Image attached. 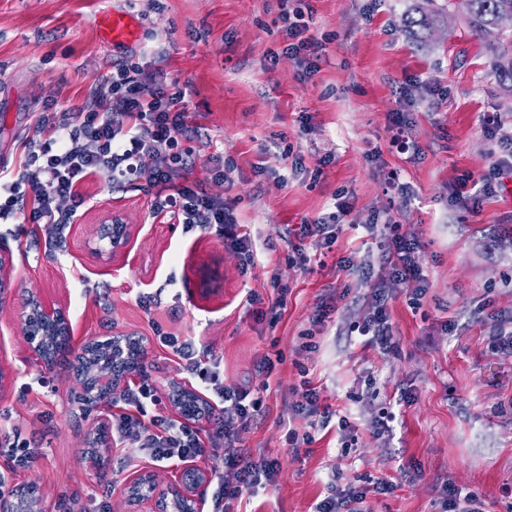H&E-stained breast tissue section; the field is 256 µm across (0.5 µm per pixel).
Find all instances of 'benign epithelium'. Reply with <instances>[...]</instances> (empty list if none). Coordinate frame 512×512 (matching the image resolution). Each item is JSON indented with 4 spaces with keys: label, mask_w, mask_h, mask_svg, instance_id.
Segmentation results:
<instances>
[{
    "label": "benign epithelium",
    "mask_w": 512,
    "mask_h": 512,
    "mask_svg": "<svg viewBox=\"0 0 512 512\" xmlns=\"http://www.w3.org/2000/svg\"><path fill=\"white\" fill-rule=\"evenodd\" d=\"M131 225L118 211L105 212L100 216V224L94 230L102 246L97 255L108 261L128 256V244L131 237ZM13 273V255L9 248L0 245V291L9 287ZM24 332L28 340L26 363L42 366L46 364L50 351L63 344L69 335L68 318L65 307L38 293L29 295L20 312ZM128 334L117 331L105 338H91L82 348L86 357L100 358L96 383H105L108 387L117 386L121 373L129 366L133 352L127 347ZM177 392L174 401L179 413L186 408L196 409L194 419L199 420L209 413L210 403L198 390L189 385L175 384ZM210 481L205 470L187 468V478L181 484L159 486L155 474L142 470L130 485H138L142 493L128 498L134 506L146 508L148 512H204L206 505V487ZM0 512H47L44 499L35 498L28 502L5 488V475L0 473Z\"/></svg>",
    "instance_id": "7a95c632"
}]
</instances>
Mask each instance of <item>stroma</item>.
<instances>
[{"mask_svg": "<svg viewBox=\"0 0 512 512\" xmlns=\"http://www.w3.org/2000/svg\"><path fill=\"white\" fill-rule=\"evenodd\" d=\"M446 0H0V170L19 172L23 141L44 106L81 104L113 62L142 61L163 49L168 79L191 88L199 131L190 142V180L214 162L230 168L226 194L239 224L254 238L258 259L241 272L235 253L211 232L149 216L154 188L121 187L91 176L89 203L124 213L132 226L129 261L96 252L98 210L84 213L49 242L40 224L0 222L12 253L13 285L0 304V364L14 376L0 395V456L16 438L30 460L11 485L37 482L49 512H128L120 488L152 466L136 450L112 444L104 466L84 450L99 422L123 412L120 393L87 416L72 403L80 391L76 355L83 342L118 328L142 337L147 355L124 386L150 384L159 414L172 418L173 380H186L156 331L199 341L220 362L224 383L263 398L257 419L235 436L236 453L276 459L280 475L241 512H314L330 496L331 478L360 487L383 475L397 488L367 497L364 512H442L444 483L474 493L481 512H512V355L493 350L495 328L512 327V207L501 193L461 211L449 193L465 175L480 178L497 146L482 117L494 113L512 133V90L493 67L498 31L472 32L461 13L412 40L406 18ZM301 9L310 36L326 45L313 80L299 78L286 54L283 12ZM113 9L140 18L136 44L104 45L97 19ZM446 88L433 101L426 85ZM412 103L400 107L402 87ZM404 109L409 149L391 144L389 116ZM264 173H256V165ZM347 201V229L330 249L301 263L297 224ZM392 218L420 242L415 260L427 292L412 300L392 277L367 224ZM352 258L350 268L338 260ZM386 288L399 349L383 353L355 335L370 310V287ZM262 295L248 307V292ZM57 299L70 323L53 369L23 363L19 317L29 293ZM283 303L273 306L275 296ZM324 323H316L318 310ZM455 331H448L447 322ZM270 358L271 373L258 362ZM319 393L329 418L295 412L304 386ZM395 419L373 426L386 402ZM350 424L340 431V421Z\"/></svg>", "mask_w": 512, "mask_h": 512, "instance_id": "1", "label": "stroma"}]
</instances>
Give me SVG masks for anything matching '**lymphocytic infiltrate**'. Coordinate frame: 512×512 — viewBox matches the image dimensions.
Returning <instances> with one entry per match:
<instances>
[{
	"label": "lymphocytic infiltrate",
	"mask_w": 512,
	"mask_h": 512,
	"mask_svg": "<svg viewBox=\"0 0 512 512\" xmlns=\"http://www.w3.org/2000/svg\"><path fill=\"white\" fill-rule=\"evenodd\" d=\"M283 21L289 38L286 53L299 58L305 76H313L319 70L323 44L308 36L303 11L284 16ZM147 84L153 87L148 96L142 93ZM189 117L188 85L167 80L155 62L113 65L110 75L91 85L81 106L56 103L40 113L32 135L25 139L24 172L15 175L0 170V219L20 214L30 223L46 225L57 236L84 205L76 187L88 175L105 176L115 185L143 179L157 189L151 218L182 225L188 233L216 232L238 253L242 268H249L257 259V250L250 234L240 232L224 199L231 181L223 166L211 168L205 180L188 179L191 151L180 147L179 138L195 131ZM502 142L504 155L493 162L475 190H468L464 179L456 184L452 193L456 206L477 207L483 196L496 192L503 171L512 169V136L503 137ZM381 234L382 253L395 278L414 293H423L426 278L414 257L418 240L389 219ZM371 305L372 314L359 327V335L369 337L383 352L397 351L399 341L380 285L372 287ZM157 340L172 350L181 369L197 377L209 393L220 410L219 426L205 440L190 423L149 414L148 406L158 405L160 399L144 383L123 390L127 410L113 415V434L158 463L218 453L221 444L231 443L236 431L258 415L261 399L251 397L249 390L225 386L219 364L204 363L194 340L167 333L158 334ZM224 466L233 470L235 481L216 480L213 512H235L242 494L257 493L274 483L280 471L275 459L254 461L234 453L224 455ZM394 490V482L385 478L377 479L368 490L342 488L318 503L315 512H361L359 505L367 495H387Z\"/></svg>",
	"instance_id": "f902f5d3"
}]
</instances>
